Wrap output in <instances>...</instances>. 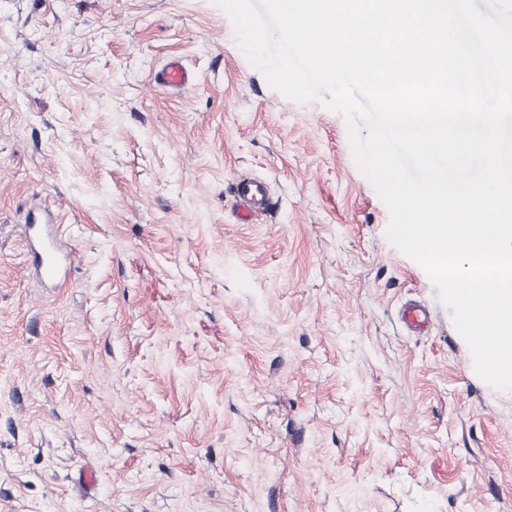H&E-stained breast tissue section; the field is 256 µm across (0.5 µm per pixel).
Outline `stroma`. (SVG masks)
<instances>
[{
    "label": "stroma",
    "instance_id": "1",
    "mask_svg": "<svg viewBox=\"0 0 512 512\" xmlns=\"http://www.w3.org/2000/svg\"><path fill=\"white\" fill-rule=\"evenodd\" d=\"M389 223L215 0H0V512H512V399ZM152 80L160 88H185L190 85L187 71L177 60L168 62L153 75ZM236 192L240 201L239 220L249 223L254 215L267 205L266 186L259 180L245 177L238 181ZM56 236V232H46L39 241L38 263L43 274L49 278H57L62 274L63 261Z\"/></svg>",
    "mask_w": 512,
    "mask_h": 512
}]
</instances>
